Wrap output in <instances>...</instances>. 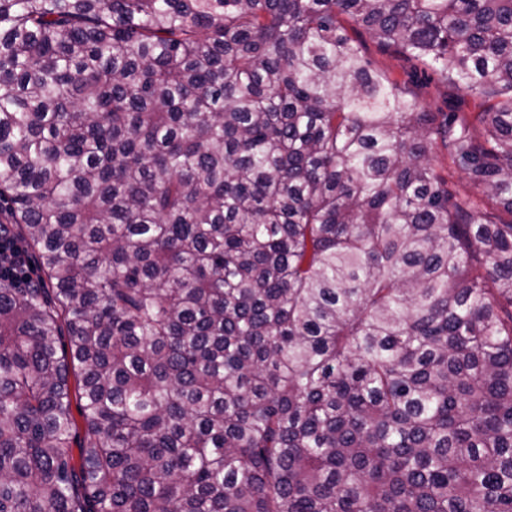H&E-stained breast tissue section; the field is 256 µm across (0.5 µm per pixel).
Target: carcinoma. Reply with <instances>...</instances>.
<instances>
[{"instance_id": "carcinoma-1", "label": "carcinoma", "mask_w": 512, "mask_h": 512, "mask_svg": "<svg viewBox=\"0 0 512 512\" xmlns=\"http://www.w3.org/2000/svg\"><path fill=\"white\" fill-rule=\"evenodd\" d=\"M0 219V512H512V0H0ZM366 44V56L372 61L373 68L385 72L392 79L404 84L417 93L423 103L437 112H476L471 101L461 102L450 84L439 74L415 61H409L391 50H383L363 34ZM8 227L11 228V226ZM12 231L14 232L13 229ZM1 233L0 230V280H9L14 283L24 280L30 264V257L32 284L37 283L40 284V287L47 288L48 283L44 280L42 271L34 261L32 254L27 253L22 239L15 232L22 243L15 236L7 235V233L2 236Z\"/></svg>"}]
</instances>
